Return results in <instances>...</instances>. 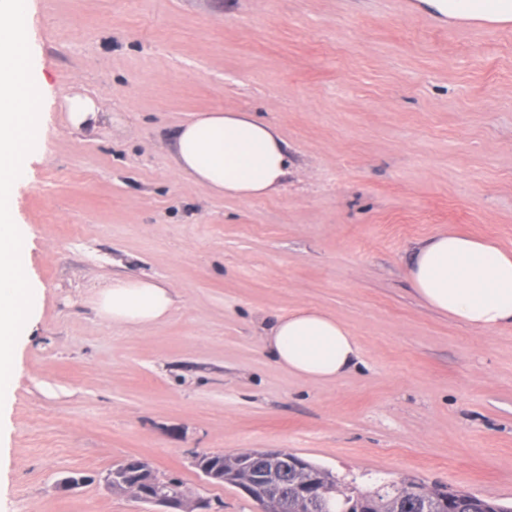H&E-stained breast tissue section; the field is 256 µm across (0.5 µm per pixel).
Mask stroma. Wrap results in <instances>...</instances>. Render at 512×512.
I'll return each instance as SVG.
<instances>
[{"label": "stroma", "instance_id": "stroma-1", "mask_svg": "<svg viewBox=\"0 0 512 512\" xmlns=\"http://www.w3.org/2000/svg\"><path fill=\"white\" fill-rule=\"evenodd\" d=\"M56 102L14 198L37 236L43 312L0 445V512H139L105 472L140 456L208 500L196 455L281 449L345 483L412 477L512 502V326L428 308L407 271L452 228L512 251V27L441 23L415 0H33ZM109 118L72 130L63 95ZM250 112L288 148L266 197L212 195L173 140L197 112ZM175 289L163 322L97 316L113 275ZM327 310L361 358L299 379L260 347L298 307ZM84 476L76 492L61 478Z\"/></svg>", "mask_w": 512, "mask_h": 512}]
</instances>
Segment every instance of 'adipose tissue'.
I'll return each instance as SVG.
<instances>
[{
    "instance_id": "obj_1",
    "label": "adipose tissue",
    "mask_w": 512,
    "mask_h": 512,
    "mask_svg": "<svg viewBox=\"0 0 512 512\" xmlns=\"http://www.w3.org/2000/svg\"><path fill=\"white\" fill-rule=\"evenodd\" d=\"M417 10L442 22L512 25V0H417ZM179 173L226 198H261L288 173L286 145L270 123L248 112H201L178 127ZM409 280L432 310L480 331L512 325V252L453 229L417 246ZM177 303L169 285L150 277H113L96 310L113 325L136 329L166 320ZM261 347L283 370L305 380L333 381L360 357L356 336L331 313L300 307L280 315Z\"/></svg>"
}]
</instances>
